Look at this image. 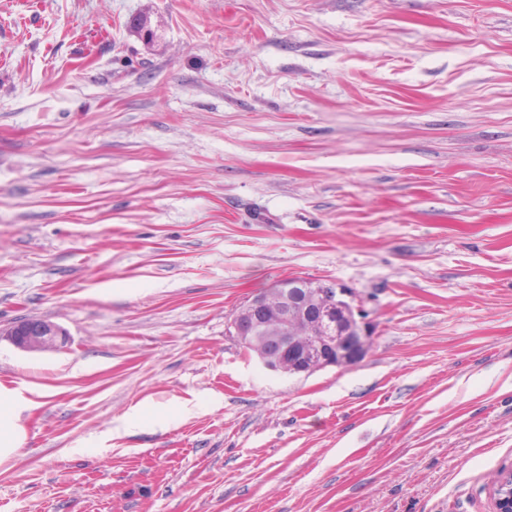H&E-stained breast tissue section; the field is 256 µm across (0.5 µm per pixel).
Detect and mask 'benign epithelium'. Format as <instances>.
<instances>
[{
	"label": "benign epithelium",
	"instance_id": "1",
	"mask_svg": "<svg viewBox=\"0 0 512 512\" xmlns=\"http://www.w3.org/2000/svg\"><path fill=\"white\" fill-rule=\"evenodd\" d=\"M237 340L274 372L308 377L328 367L350 368L366 356L371 328L354 289L334 280L288 277L248 299L232 316ZM18 348L64 346L67 332L43 319H24L9 331ZM496 512H512V469L492 485Z\"/></svg>",
	"mask_w": 512,
	"mask_h": 512
}]
</instances>
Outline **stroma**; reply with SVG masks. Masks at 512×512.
I'll use <instances>...</instances> for the list:
<instances>
[{"label": "stroma", "mask_w": 512, "mask_h": 512, "mask_svg": "<svg viewBox=\"0 0 512 512\" xmlns=\"http://www.w3.org/2000/svg\"><path fill=\"white\" fill-rule=\"evenodd\" d=\"M291 276L357 291L359 364L230 335ZM0 385V512H495L512 0H0ZM8 336L15 346L29 352L62 347L68 342V334L63 328L53 322L35 318L17 322ZM27 406L15 390L0 386V464L15 455L25 439L20 415Z\"/></svg>", "instance_id": "35a3bbf8"}]
</instances>
